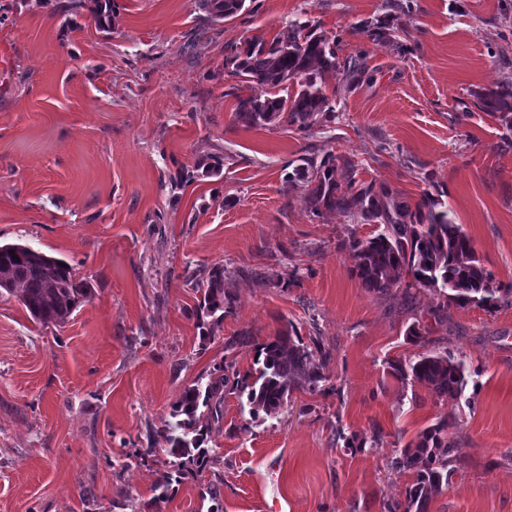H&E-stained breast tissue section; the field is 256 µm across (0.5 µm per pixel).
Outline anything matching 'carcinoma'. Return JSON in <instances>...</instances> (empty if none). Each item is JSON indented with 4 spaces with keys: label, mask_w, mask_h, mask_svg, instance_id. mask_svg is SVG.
Here are the masks:
<instances>
[{
    "label": "carcinoma",
    "mask_w": 512,
    "mask_h": 512,
    "mask_svg": "<svg viewBox=\"0 0 512 512\" xmlns=\"http://www.w3.org/2000/svg\"><path fill=\"white\" fill-rule=\"evenodd\" d=\"M95 25L112 29L114 0H92ZM247 0H194L208 22L236 17L246 9ZM413 9V0H390L384 17L361 20L357 28L376 42L401 47L395 16ZM341 34L328 33L320 25L296 18L288 22L282 37L268 42L262 37L241 45L224 46V68L242 78L252 90L248 97H237L235 118L246 127L285 123L306 131L336 120V100L327 94L326 77L342 73L346 82L358 84L365 72L360 56L340 59ZM274 89L284 96L271 94ZM293 93H288V90ZM479 108L498 119L512 132V78L506 77L495 88L477 94ZM356 164L346 157L306 154L286 176L301 187L312 213L321 217L340 212L365 224L378 226V233L366 239L348 238L353 259L351 275L367 291L382 296L402 289L406 300L414 291L432 288L437 302L428 309L435 322L448 315V308L476 306L488 312L512 303V284L502 288L494 282L477 256L462 225L454 222L451 209L440 197L424 193L415 205L399 198L386 186L375 182L358 184ZM17 258H12V255ZM193 288L203 293L199 309L213 318V325L224 321L231 296L224 290V269L215 268L207 276H191ZM0 288L20 291V301L33 320L61 325L92 294V286L75 278L65 261L38 252L21 243L0 245ZM332 352L319 336L305 343L290 333L258 346L255 367L245 372L231 362L185 387L172 405L171 419L159 434L166 452L175 458L172 467L188 461L200 470L216 462L204 447L208 428L200 424L201 409L214 419L223 418L224 390L247 394L250 414L279 415L295 391L316 393L328 380ZM391 374L403 385L420 384L439 397L458 400L468 384L464 356L436 349L417 358L389 363ZM465 457L459 444L448 436V421L440 420L424 429L417 441L400 449L391 464L410 472L414 481L407 489L405 503L387 504L385 512H428L433 496L448 484L461 468Z\"/></svg>",
    "instance_id": "carcinoma-1"
}]
</instances>
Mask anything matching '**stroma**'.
Listing matches in <instances>:
<instances>
[{"label":"stroma","instance_id":"stroma-1","mask_svg":"<svg viewBox=\"0 0 512 512\" xmlns=\"http://www.w3.org/2000/svg\"><path fill=\"white\" fill-rule=\"evenodd\" d=\"M384 4L256 0L207 23L191 0H115L104 32L86 12L68 24L57 0H0V243L64 259L93 288L50 327L0 294V512H384L413 481L390 467L395 450L441 419L467 464L429 512H512V304L453 307L438 324L433 291L368 292L339 243L375 225L316 217L285 181L313 150L408 202L441 195L512 284V148L476 98L512 77V0H415L397 48L356 28ZM302 14L341 33L342 56L364 54L367 75L328 76L333 123L244 127L235 106L251 90L224 70L225 45L272 40ZM209 153L222 171L197 173ZM181 168L195 176L171 189ZM214 267L234 303L210 330L186 278ZM416 321L471 361L466 402L389 374L420 353ZM292 327L332 349L323 392L257 421L226 394L206 442L216 464L187 465L156 500L158 430L184 387L227 360L251 368L257 345ZM244 329L254 344H233ZM375 432L376 449L345 445Z\"/></svg>","mask_w":512,"mask_h":512}]
</instances>
